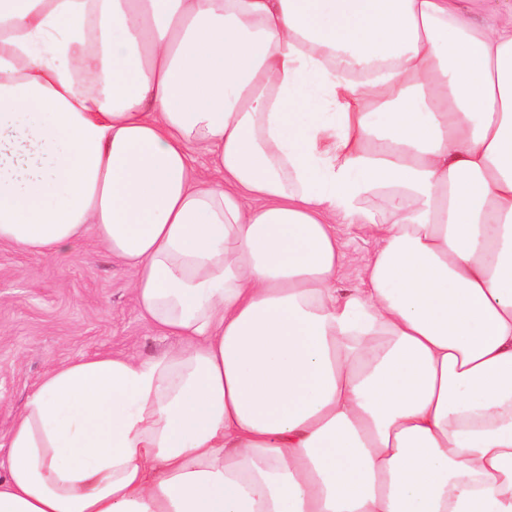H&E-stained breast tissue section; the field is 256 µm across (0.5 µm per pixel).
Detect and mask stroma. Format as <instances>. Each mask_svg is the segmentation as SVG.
I'll return each mask as SVG.
<instances>
[{
	"mask_svg": "<svg viewBox=\"0 0 512 512\" xmlns=\"http://www.w3.org/2000/svg\"><path fill=\"white\" fill-rule=\"evenodd\" d=\"M345 261L337 288L360 287L374 234L341 227ZM134 274L86 229L66 259L0 244V439L53 366L95 354L155 355L174 340L138 310Z\"/></svg>",
	"mask_w": 512,
	"mask_h": 512,
	"instance_id": "35a3bbf8",
	"label": "stroma"
}]
</instances>
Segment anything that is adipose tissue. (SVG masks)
Listing matches in <instances>:
<instances>
[{"instance_id":"adipose-tissue-1","label":"adipose tissue","mask_w":512,"mask_h":512,"mask_svg":"<svg viewBox=\"0 0 512 512\" xmlns=\"http://www.w3.org/2000/svg\"><path fill=\"white\" fill-rule=\"evenodd\" d=\"M89 225L177 344L48 371L0 512H512V11L0 0V244ZM339 235L343 242L345 261L336 286L341 291L362 287V269L376 249L377 238L370 232L346 225L340 227Z\"/></svg>"}]
</instances>
